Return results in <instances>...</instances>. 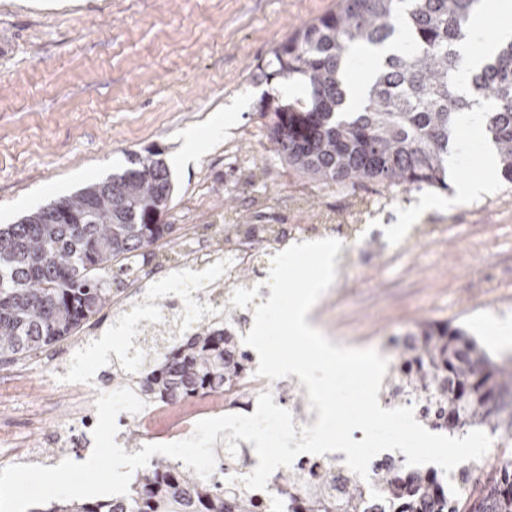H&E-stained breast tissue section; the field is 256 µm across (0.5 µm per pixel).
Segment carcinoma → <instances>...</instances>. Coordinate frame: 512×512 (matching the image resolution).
<instances>
[{
    "mask_svg": "<svg viewBox=\"0 0 512 512\" xmlns=\"http://www.w3.org/2000/svg\"><path fill=\"white\" fill-rule=\"evenodd\" d=\"M478 0H341L340 7L289 36L275 51L265 79L303 83V100L261 109L278 157L321 185L363 180L388 186L448 188V152L457 116L474 97L459 92L456 47ZM406 44L374 69L361 108L346 112L341 64L363 45L384 46L396 31ZM492 106L485 133L502 178L512 183V41L483 68L467 74ZM174 187L157 153L135 154L131 168L0 226V362L30 358L76 335L112 302L105 279L112 267L130 277L134 259L167 237L162 223ZM233 338L207 317L144 372H125L147 399L180 400L240 377L230 359ZM391 369L410 390L430 397L425 424L463 437L480 429L512 459V356L491 355L461 326L425 322L396 344ZM449 477L432 468H372L369 481L352 479L341 501L312 502L309 512H512V467L494 472L465 497L448 493ZM35 512H254L249 497L224 499V483H203L166 457L152 459L126 495L63 500Z\"/></svg>",
    "mask_w": 512,
    "mask_h": 512,
    "instance_id": "obj_1",
    "label": "carcinoma"
}]
</instances>
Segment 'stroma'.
Here are the masks:
<instances>
[{"instance_id": "1", "label": "stroma", "mask_w": 512, "mask_h": 512, "mask_svg": "<svg viewBox=\"0 0 512 512\" xmlns=\"http://www.w3.org/2000/svg\"><path fill=\"white\" fill-rule=\"evenodd\" d=\"M340 0H85L63 10L21 12L0 4V225L129 166L131 153L161 152L174 184L165 215L175 227L166 244L139 260V283L164 302V274L177 268L183 229L198 243L213 228L244 224H355L356 243L335 258L336 279L314 318L335 344L373 349L382 336L428 321L464 327L488 351L512 355L492 328L512 323V184L496 179L463 196L481 178L482 140L448 170L447 188H347L306 181L280 161L260 112L265 95L303 96L301 84L263 81L260 69L297 28L335 10ZM235 118L222 134L212 127ZM194 130L202 148L183 166L178 150ZM412 212L402 236L398 211ZM433 236L402 250L417 226ZM124 324L114 307L79 335L36 356L0 364V469L12 466L18 432L39 450L66 434L72 458L89 440L70 407L43 413L53 387L80 379L108 393V374Z\"/></svg>"}]
</instances>
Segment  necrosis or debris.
<instances>
[{
  "mask_svg": "<svg viewBox=\"0 0 512 512\" xmlns=\"http://www.w3.org/2000/svg\"><path fill=\"white\" fill-rule=\"evenodd\" d=\"M288 243L287 227H280L278 239H268L262 225H253L251 230L235 236L216 235L203 246L188 248L186 265H211L223 268L225 277H232L236 268L251 265L256 253L262 250L284 249ZM231 290L205 284L197 289L194 299L185 295H176L169 300L163 311L164 318H172L184 324L186 331H193L199 319L197 312L198 300L208 302V315L223 312L229 304ZM306 387L298 377L290 376L276 381L257 376L254 370H246L240 379L229 388L203 390L190 400L181 402H156L145 406L140 412L123 413L122 419L137 429L148 440L155 444L172 443L190 437L196 423L205 418L224 414L250 415L256 409L257 397L260 393H271L276 405L288 407L290 393H305ZM345 455L341 452L313 455H298L292 467L299 474L295 484L283 483L278 475H271L266 489L245 491L239 478L243 468L254 467L255 458L248 448H239L236 454L224 457L225 477L235 478L234 493H249L255 512H265L271 495H278L292 504L295 512H303L307 502L321 495L332 498L342 496L344 487L353 476L352 471L344 463Z\"/></svg>",
  "mask_w": 512,
  "mask_h": 512,
  "instance_id": "4bbe7bcc",
  "label": "necrosis or debris"
}]
</instances>
